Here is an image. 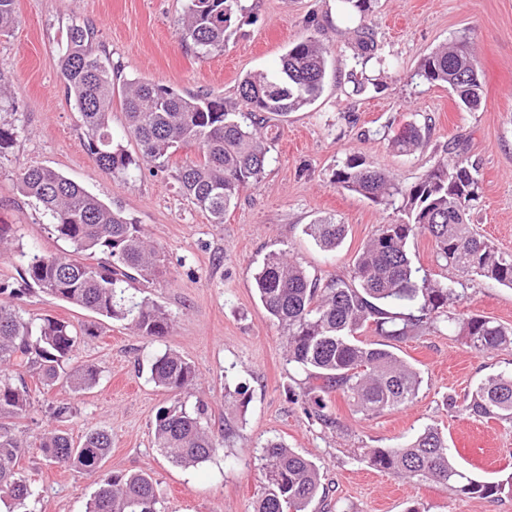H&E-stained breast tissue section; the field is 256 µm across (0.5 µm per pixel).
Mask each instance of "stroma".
Here are the masks:
<instances>
[{"label": "stroma", "instance_id": "35a3bbf8", "mask_svg": "<svg viewBox=\"0 0 512 512\" xmlns=\"http://www.w3.org/2000/svg\"><path fill=\"white\" fill-rule=\"evenodd\" d=\"M245 4L251 21L227 38L223 50L207 54L182 44L176 33L185 0H16L17 22L0 37V83L14 97L17 128L13 148L0 159V225L14 247L12 256H0V282L20 287L22 254L65 248L51 233L50 215L16 189L21 167L47 166L143 225L166 259L160 277L140 284L137 295L173 319L169 333L152 341L35 287L15 298L25 315H52L89 329L77 359L101 370L98 383L79 395L29 379V414L7 422L29 443L19 469L40 489L32 512H85L96 489L94 476L49 465L35 445L53 425L51 407L59 402L75 408L62 424L73 440L90 426L111 435L104 471L152 472L160 512H251L261 489L257 457L270 440L320 466L326 496L312 503L311 512H512V424L467 415L459 406L482 379L512 370V349L475 352L451 326L397 343L395 353L421 373L414 401L365 416L333 393L326 402L338 425L326 428L294 398L306 374L288 363L283 332L267 318L253 279L264 258L281 251L311 276L349 277L355 255L393 217L334 184L338 165L353 154L410 185L449 148L464 152L479 162L483 184L473 221L497 248L512 253V0H377L370 23L398 67L379 75L378 91L352 98L339 84L351 38L336 0ZM75 24L93 27V46L109 56L118 85L138 78L232 102L243 76L273 69L289 45L317 28L333 67L313 105L271 119L279 137L262 182L214 224L170 171L145 167L128 178L95 172L81 118L60 79L66 33ZM462 34L473 42L484 87L480 108L471 112L446 86L414 77L424 55ZM412 124L429 125L427 145L410 155L395 152L392 140ZM324 216L348 227L332 254L304 232ZM457 293L452 313L512 326V288L474 276ZM164 351L195 366L199 380L184 400L190 407L205 404L208 425L224 445L193 468L175 466L153 443L157 411L176 400L149 379L150 357ZM428 425L447 435L461 468L503 482L502 491L472 498L432 482H405L370 465L368 449L397 445Z\"/></svg>", "mask_w": 512, "mask_h": 512}]
</instances>
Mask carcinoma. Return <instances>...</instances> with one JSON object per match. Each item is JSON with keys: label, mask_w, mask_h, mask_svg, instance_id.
Returning a JSON list of instances; mask_svg holds the SVG:
<instances>
[{"label": "carcinoma", "mask_w": 512, "mask_h": 512, "mask_svg": "<svg viewBox=\"0 0 512 512\" xmlns=\"http://www.w3.org/2000/svg\"><path fill=\"white\" fill-rule=\"evenodd\" d=\"M336 2L339 13L357 22L351 31L353 53L345 64V80L347 94L361 96L371 81L368 70L383 73L395 69L396 62L380 52L375 32L366 24L374 0ZM245 14L241 0H186L176 31L182 42L209 53L224 48L227 31ZM15 22V0H0V36ZM93 36L86 25L69 29L61 75L69 101L80 112L96 169L127 176L144 162L163 170L178 150L193 147L194 156L172 167L173 178L213 224L224 223V215L242 192L262 181L277 139L267 126L268 115L298 112L316 101L329 66L328 49L318 36L289 45L274 71L249 73L238 83L243 112L222 98L188 96L164 84L128 80L121 102L125 135L138 148L136 160L112 131V67L92 49ZM415 76L447 86L465 109L481 104V69L466 35L425 55ZM14 140V124L0 118V157L9 153ZM423 142L421 128L413 126L393 147L407 155ZM16 184L23 196L52 217L56 238L69 245L60 254L30 253L20 273L23 283L74 307L124 321L138 336H166L171 315L129 292L136 282L154 280L163 262L143 226L46 166L20 168ZM334 184L397 214L396 220L378 225L358 252L349 278L322 281L283 254L266 258L255 274L259 300L283 330L288 362L309 372V386L300 393L302 403L312 406L313 416L327 427L335 423L326 412L325 396L332 392L367 416L413 402L420 373L391 350L393 342L449 322L477 352L512 348V326L482 316H455L448 311L456 297L454 281L420 275L421 268L414 266L409 254L410 241L427 235L438 266L512 287V254L483 238L471 220L482 197L478 163L459 155L404 186L354 154L336 169ZM305 233L322 251L333 253L345 238L346 225L325 216L306 225ZM97 254L113 263L89 262ZM370 326L381 341L360 339L358 333ZM90 335L69 321L48 315L26 317L15 306L0 302V367L5 369L0 372V419L29 412L27 373L46 387L63 382L75 393L92 388L101 370L77 361L82 338ZM149 371L154 384L170 392H187L197 384L195 366L176 353L155 357ZM463 410L512 423V372L480 381L464 399ZM205 414L202 403L192 410L176 404L161 408L155 417L154 446L183 468L208 460L220 451L221 443L203 424ZM26 447V441L0 425V503L8 512H29L30 502L39 496V488L18 471ZM38 447L51 464L99 474L86 512H158L159 493L149 473H102L112 448L105 429L87 428L77 444L66 432L47 429ZM367 456L373 466L400 478L415 483L431 480L457 494L486 499L502 490L498 482L478 480L460 470L446 436L431 425L404 444L371 448ZM259 461L263 487L253 512H307L324 491L320 468L281 441L267 442Z\"/></svg>", "instance_id": "obj_1"}]
</instances>
